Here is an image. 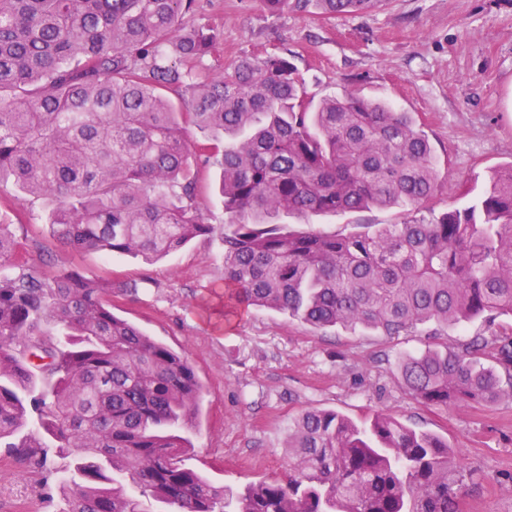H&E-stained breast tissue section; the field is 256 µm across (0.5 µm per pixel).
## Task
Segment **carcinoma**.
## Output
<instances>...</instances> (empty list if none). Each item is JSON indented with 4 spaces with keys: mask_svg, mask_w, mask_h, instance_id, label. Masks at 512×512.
Here are the masks:
<instances>
[{
    "mask_svg": "<svg viewBox=\"0 0 512 512\" xmlns=\"http://www.w3.org/2000/svg\"><path fill=\"white\" fill-rule=\"evenodd\" d=\"M384 0H316L324 15ZM194 0H0V184L49 205L53 242L152 261L224 241V285L316 330L408 336L512 318V163L470 206L353 235L297 232L282 214L419 211L439 189L409 112L356 94L313 104L282 55L197 72L218 36L179 27ZM190 93L179 112L166 93ZM208 133L193 143L186 125ZM193 155L220 157L225 224L196 202ZM112 287L45 268L0 224V453L63 512H460L466 470L439 436L378 412L309 409L288 423L284 481L219 490L184 463L204 388L187 357L112 311ZM418 402L512 397V327L398 363Z\"/></svg>",
    "mask_w": 512,
    "mask_h": 512,
    "instance_id": "1",
    "label": "carcinoma"
}]
</instances>
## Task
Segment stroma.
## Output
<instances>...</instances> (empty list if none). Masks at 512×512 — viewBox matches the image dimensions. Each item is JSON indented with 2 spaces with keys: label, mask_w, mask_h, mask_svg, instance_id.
<instances>
[{
  "label": "stroma",
  "mask_w": 512,
  "mask_h": 512,
  "mask_svg": "<svg viewBox=\"0 0 512 512\" xmlns=\"http://www.w3.org/2000/svg\"><path fill=\"white\" fill-rule=\"evenodd\" d=\"M203 22L219 35L201 74L220 76L243 57L288 56L309 97L356 93L412 113L430 137L441 189L427 219L479 196L490 172L512 163V0H388L365 13L269 12L261 0H196L183 26ZM25 209L26 223L15 221ZM40 202L0 190V222L31 259L75 266L112 286L113 312L184 354L206 389L188 438V466L216 488L243 489L289 472L285 429L312 409L363 421L388 412L434 433L469 476L461 512H512V398L484 406H426L406 390L397 362L427 336L365 329L315 330L287 314L236 308L224 286V247L199 237L155 263L73 252L50 242ZM406 212L372 210L286 216L290 229L355 234L399 224ZM25 465L0 459V512H63Z\"/></svg>",
  "instance_id": "1"
}]
</instances>
